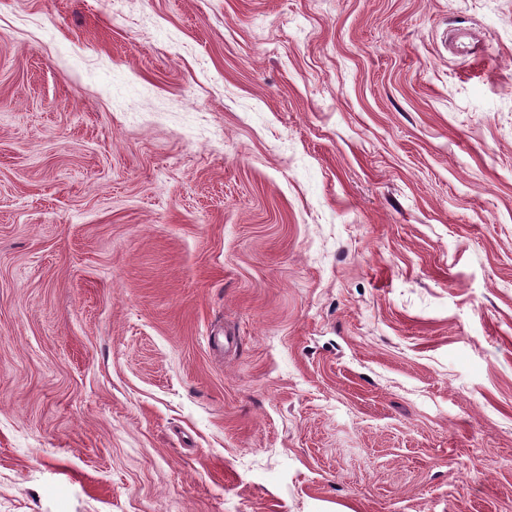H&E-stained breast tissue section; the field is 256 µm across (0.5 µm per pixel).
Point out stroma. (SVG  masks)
<instances>
[{
    "instance_id": "1",
    "label": "stroma",
    "mask_w": 512,
    "mask_h": 512,
    "mask_svg": "<svg viewBox=\"0 0 512 512\" xmlns=\"http://www.w3.org/2000/svg\"><path fill=\"white\" fill-rule=\"evenodd\" d=\"M0 512H512V0H0Z\"/></svg>"
}]
</instances>
